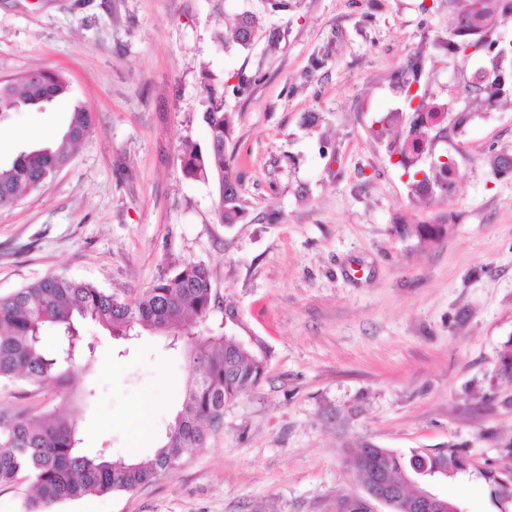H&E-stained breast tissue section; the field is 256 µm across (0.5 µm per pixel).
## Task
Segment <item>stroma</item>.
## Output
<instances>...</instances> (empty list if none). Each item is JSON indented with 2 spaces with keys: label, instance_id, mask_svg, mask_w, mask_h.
Returning a JSON list of instances; mask_svg holds the SVG:
<instances>
[{
  "label": "stroma",
  "instance_id": "35a3bbf8",
  "mask_svg": "<svg viewBox=\"0 0 512 512\" xmlns=\"http://www.w3.org/2000/svg\"><path fill=\"white\" fill-rule=\"evenodd\" d=\"M459 0H0V82L62 73L69 93L0 116V162L65 130L90 134L41 190L0 209V294L49 274L131 300L181 263L208 266L220 301L197 334L261 338L262 381L224 408L207 447L133 491L51 512H336L363 495L359 439L403 455L456 451L469 473L438 493L461 512H512V104L470 96V121L434 142L456 190L420 199L372 133L396 73L444 97L471 62L445 46ZM244 14L250 47L224 40ZM210 75L234 117L226 144L246 213L215 215L213 183L181 171L207 147ZM443 224L440 238L413 232ZM82 395L0 383V410L63 407L81 446L112 457L159 447L180 408L182 341L115 337L88 323Z\"/></svg>",
  "mask_w": 512,
  "mask_h": 512
}]
</instances>
